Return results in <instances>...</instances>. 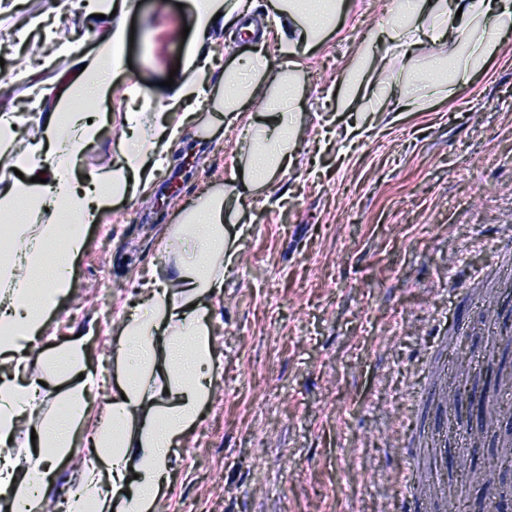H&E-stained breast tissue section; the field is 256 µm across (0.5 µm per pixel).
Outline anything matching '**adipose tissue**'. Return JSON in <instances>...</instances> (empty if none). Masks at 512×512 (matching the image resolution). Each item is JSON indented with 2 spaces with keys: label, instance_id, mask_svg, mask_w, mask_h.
I'll use <instances>...</instances> for the list:
<instances>
[{
  "label": "adipose tissue",
  "instance_id": "adipose-tissue-1",
  "mask_svg": "<svg viewBox=\"0 0 512 512\" xmlns=\"http://www.w3.org/2000/svg\"><path fill=\"white\" fill-rule=\"evenodd\" d=\"M341 6L340 0H273L285 18L280 31L284 62L273 66L254 52L225 68L218 82L224 93L207 97L202 84L175 83L170 101L185 104L208 98L213 110L233 123L239 112L261 102L263 128L250 139V177L244 187L228 186L209 194L188 210L181 228L191 233L193 256L173 274L146 283L140 306L123 316L115 337L117 359L137 358L140 375L124 372L110 400L91 409L88 395L98 379L90 370L83 338L50 351L42 366L58 367L71 381L63 392V409L36 429L39 473L22 469L17 458H0V505L9 512H43L45 492L55 480V459L69 454L86 417L94 428L87 438L97 463L84 470L70 512H152L162 486L171 478V453L193 430L202 405L213 394L212 345L207 315L198 298L224 292V271L236 253L226 242L224 227L239 221L235 207L244 191L262 189L277 172L287 170L294 155L304 87L297 60L301 47L319 42ZM98 32L96 56L79 45L60 41L42 28L45 42L69 56L78 70L74 85L64 91L40 88L35 95L37 133L19 154L16 174L0 177V216L18 253L0 256V363L11 374L0 378V444L19 447L20 423L36 410L39 381L18 382L13 373L21 354L34 342L61 297L70 288V266L85 249L82 228L99 223L103 208L115 198L147 186L161 164L162 150L176 127L144 124L140 113L128 112L124 123L133 130L119 158L108 167L75 182L71 171L83 149L99 140L100 127L89 120L96 102L108 92L109 62L125 41L124 18L104 7L92 18ZM512 29V0H401L400 16L373 32L372 43L393 54H409L423 39L449 48L451 81H444L442 63L429 75H415L419 96L397 102V111L423 110L429 98L454 95L467 87L482 64L498 55L500 35ZM72 215L78 227L61 236L58 217ZM40 278L38 292L28 287L30 274ZM40 491H33V481Z\"/></svg>",
  "mask_w": 512,
  "mask_h": 512
}]
</instances>
